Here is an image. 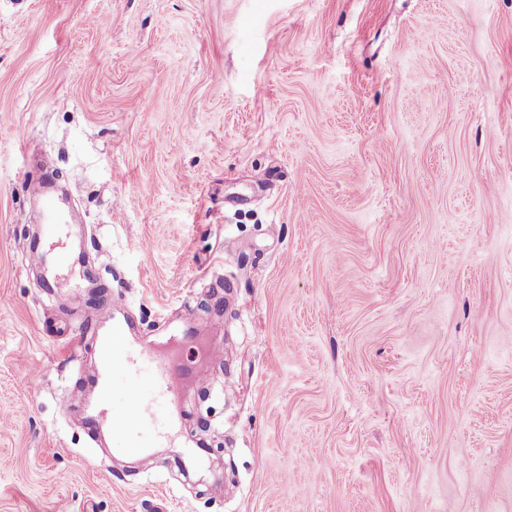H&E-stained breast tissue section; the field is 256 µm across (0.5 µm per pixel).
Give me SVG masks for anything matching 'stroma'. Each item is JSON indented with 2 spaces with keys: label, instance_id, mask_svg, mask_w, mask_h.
<instances>
[{
  "label": "stroma",
  "instance_id": "stroma-1",
  "mask_svg": "<svg viewBox=\"0 0 512 512\" xmlns=\"http://www.w3.org/2000/svg\"><path fill=\"white\" fill-rule=\"evenodd\" d=\"M119 302L207 374L137 458ZM0 512H512V0H0ZM28 195L42 203L43 218L45 223L43 226V234L50 238L57 234L61 222L63 221V209L59 199L53 194L48 183L32 182L27 189Z\"/></svg>",
  "mask_w": 512,
  "mask_h": 512
}]
</instances>
